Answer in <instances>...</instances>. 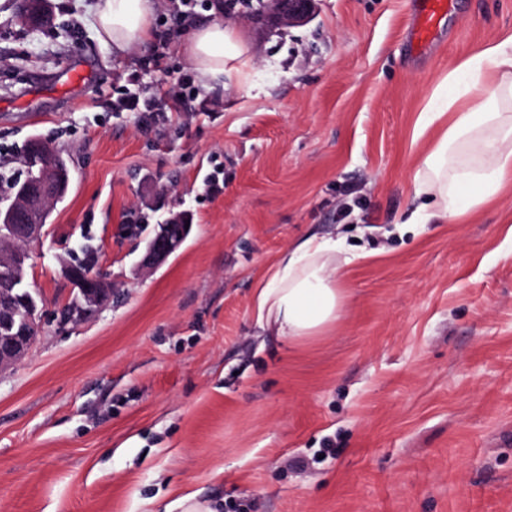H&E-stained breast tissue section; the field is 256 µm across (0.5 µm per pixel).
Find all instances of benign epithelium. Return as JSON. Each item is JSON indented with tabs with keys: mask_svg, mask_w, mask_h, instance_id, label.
<instances>
[{
	"mask_svg": "<svg viewBox=\"0 0 512 512\" xmlns=\"http://www.w3.org/2000/svg\"><path fill=\"white\" fill-rule=\"evenodd\" d=\"M315 0H268L267 19L275 25H300L314 14ZM19 7L29 18L40 21L50 16L48 0H19ZM45 158L43 166L35 169L36 176L24 178L26 189L22 206L5 216L0 225V237L8 234L6 241L32 243L44 233L45 219L49 207L65 194L68 168L57 161L56 155L42 145ZM190 220L187 213L177 214L165 223L157 225L154 234L147 240L140 267L152 271L164 264L184 243ZM112 301V284L101 273L88 275L87 284L77 289V297L67 305L66 320L79 322L91 311ZM15 329L14 322H5L0 334V372L18 363L31 348L39 328V305L25 299V312Z\"/></svg>",
	"mask_w": 512,
	"mask_h": 512,
	"instance_id": "7a95c632",
	"label": "benign epithelium"
}]
</instances>
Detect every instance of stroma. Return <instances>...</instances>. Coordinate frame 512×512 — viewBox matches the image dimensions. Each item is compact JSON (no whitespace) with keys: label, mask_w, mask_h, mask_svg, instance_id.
I'll return each mask as SVG.
<instances>
[{"label":"stroma","mask_w":512,"mask_h":512,"mask_svg":"<svg viewBox=\"0 0 512 512\" xmlns=\"http://www.w3.org/2000/svg\"><path fill=\"white\" fill-rule=\"evenodd\" d=\"M174 0L146 47L94 29L95 0H51L38 33L0 0V167L33 137L70 185L29 248L41 302L28 355L0 374V512H512V188L479 214L402 224L435 130L414 139L439 79L512 34V0H455L427 53L414 0H317L267 29L257 0H204L249 63L188 111H118L128 88L194 76ZM81 70L70 83L67 68ZM192 219L160 268L128 220ZM340 234L355 259L323 335L257 327L254 294L282 251ZM108 306L63 323L82 245Z\"/></svg>","instance_id":"obj_1"}]
</instances>
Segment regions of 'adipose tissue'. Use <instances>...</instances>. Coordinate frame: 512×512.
<instances>
[{
	"label": "adipose tissue",
	"instance_id": "obj_1",
	"mask_svg": "<svg viewBox=\"0 0 512 512\" xmlns=\"http://www.w3.org/2000/svg\"><path fill=\"white\" fill-rule=\"evenodd\" d=\"M155 0H97L99 40L123 52L152 37ZM246 53L235 35L214 23L197 28L185 49L203 82L220 81L226 67ZM443 130L414 174L415 193L427 196L407 221H453L479 212L512 183V35L492 42L445 74L421 111L415 138L435 124ZM333 238L302 239L282 252L257 290L259 328L291 340L322 335L340 317Z\"/></svg>",
	"mask_w": 512,
	"mask_h": 512
}]
</instances>
